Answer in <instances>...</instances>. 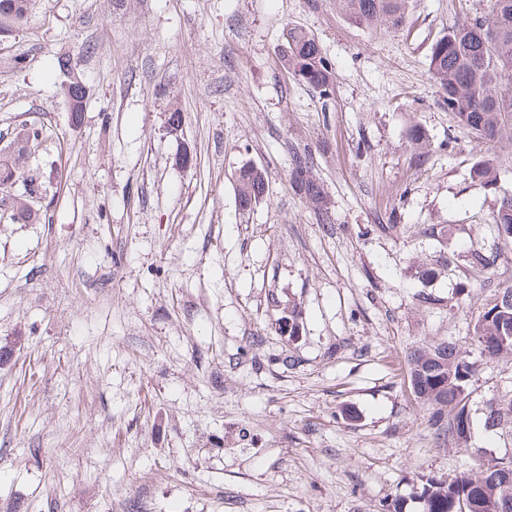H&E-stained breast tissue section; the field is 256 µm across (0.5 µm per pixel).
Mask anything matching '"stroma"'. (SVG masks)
Segmentation results:
<instances>
[{
	"mask_svg": "<svg viewBox=\"0 0 512 512\" xmlns=\"http://www.w3.org/2000/svg\"><path fill=\"white\" fill-rule=\"evenodd\" d=\"M482 8L413 0L387 32L336 0H30L0 37V149L42 131L19 162L34 218L0 192V512H422L425 481L475 449L512 456V422L485 420L512 396V355L471 379L463 444L406 361L471 350V320L512 283L491 222L512 142L472 139L427 72ZM290 23L332 60L330 98L282 69ZM492 152L493 192L470 174ZM299 154L330 223L290 181ZM247 162L269 191L243 211Z\"/></svg>",
	"mask_w": 512,
	"mask_h": 512,
	"instance_id": "1",
	"label": "stroma"
}]
</instances>
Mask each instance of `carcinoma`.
I'll list each match as a JSON object with an SVG mask.
<instances>
[{"label":"carcinoma","instance_id":"obj_1","mask_svg":"<svg viewBox=\"0 0 512 512\" xmlns=\"http://www.w3.org/2000/svg\"><path fill=\"white\" fill-rule=\"evenodd\" d=\"M336 2L359 27L397 31L405 24L412 0ZM482 2L480 14L448 28L433 43L428 74L458 125L494 145L505 137L512 140V0ZM28 9L29 0H0V18L13 14L23 21ZM279 61L293 79L324 98L330 96L333 63L313 33L299 25H288L283 33ZM39 136L40 130L35 127L23 129L17 156L0 157V188H10L19 180L18 158L25 151L23 142ZM408 140L415 162H422L430 146L426 133L413 127ZM498 167V157H485L473 163L471 176L486 186H493L497 183ZM291 178L322 222L330 223L324 185L310 175L305 158L295 159ZM236 189L241 206L250 199L256 204L265 200V172L244 164L238 173ZM35 193V187L26 183L24 192L12 198L18 215L31 217L28 198ZM491 222L512 237L511 193L501 196ZM472 341L487 363L512 352V287L503 289L492 304L479 312L472 327ZM408 363L415 400L432 407L437 414L448 410L452 438L459 443L466 441L470 430L467 385L479 364L451 342L419 347L410 353ZM508 414L512 415V399L503 404L491 402L486 423L497 426ZM422 500L423 512H512V457L489 460L478 454L471 473L426 480Z\"/></svg>","mask_w":512,"mask_h":512}]
</instances>
